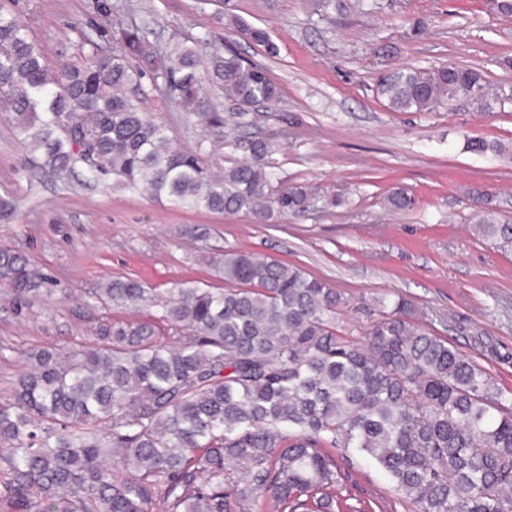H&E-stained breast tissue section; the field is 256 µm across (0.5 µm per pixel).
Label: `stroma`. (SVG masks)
Segmentation results:
<instances>
[{"label":"stroma","instance_id":"stroma-1","mask_svg":"<svg viewBox=\"0 0 512 512\" xmlns=\"http://www.w3.org/2000/svg\"><path fill=\"white\" fill-rule=\"evenodd\" d=\"M345 2L323 15L315 0H0L30 17L55 66L93 46L120 54L117 18L160 46L215 40L201 53L205 72L228 49L264 66L281 97L260 128L294 122L269 161L286 185L315 188L304 215L260 224L244 214L177 209L82 169L65 181L26 175L9 115L0 112V194L18 203L14 219L0 221V248L22 254L53 289L51 297L19 303L0 284V402L11 395L24 352L84 341L98 321L123 317L93 302L108 278L219 288L210 260L227 249L336 285L350 300L341 328L357 338L378 315V298H409L439 315L438 334L512 389V249L475 236L465 194L488 193L512 218V160L466 147L472 138L512 142V16L497 13L493 0H375L368 13ZM239 20L266 30L277 56L238 34ZM401 64L476 68L501 101L490 112L463 101L390 111L376 77ZM138 84L140 109L165 122L173 145L204 144L221 165L239 159L205 124L155 93L150 73ZM394 187L414 196L413 210L385 209ZM338 464L344 493L370 512H414L380 468L350 452Z\"/></svg>","mask_w":512,"mask_h":512}]
</instances>
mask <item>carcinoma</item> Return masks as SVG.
I'll return each instance as SVG.
<instances>
[{"instance_id":"cac0c4a2","label":"carcinoma","mask_w":512,"mask_h":512,"mask_svg":"<svg viewBox=\"0 0 512 512\" xmlns=\"http://www.w3.org/2000/svg\"><path fill=\"white\" fill-rule=\"evenodd\" d=\"M274 54L261 28L236 23ZM125 54L91 52L50 65L29 21L0 12V110L26 148L21 171L57 177L78 163L128 187L144 184L175 207L252 215L274 224L304 214L305 185L284 187L268 156L288 127L247 135L278 85L232 50L215 55L210 81L226 114L202 100L199 46L164 51L153 86L199 122L232 136L243 158L219 167L203 144L177 148L165 124L131 95L127 57L156 53L145 32L122 31ZM377 93L393 112L465 100L483 112L497 98L465 66L400 65ZM467 149L511 156L512 145ZM478 234L512 246V222L469 191ZM392 211L414 207L401 188ZM221 289L189 282L158 292L115 278L100 297L115 308L157 309L100 323L90 344L29 351L0 402V512H365L339 495L335 449L383 470L417 512H512V390L416 322L415 305L384 299L364 340L342 334L345 294L302 268L238 250L212 259ZM0 282L14 298L48 278L0 249Z\"/></svg>"}]
</instances>
